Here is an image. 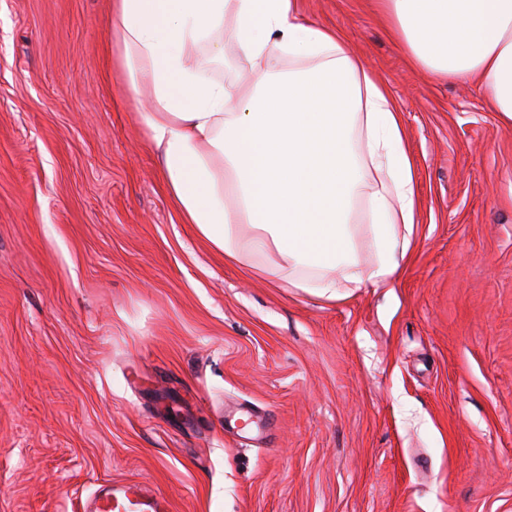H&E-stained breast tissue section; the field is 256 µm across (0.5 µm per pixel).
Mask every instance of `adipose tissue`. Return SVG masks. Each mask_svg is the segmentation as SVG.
Returning a JSON list of instances; mask_svg holds the SVG:
<instances>
[{
  "label": "adipose tissue",
  "mask_w": 512,
  "mask_h": 512,
  "mask_svg": "<svg viewBox=\"0 0 512 512\" xmlns=\"http://www.w3.org/2000/svg\"><path fill=\"white\" fill-rule=\"evenodd\" d=\"M377 3L417 66L473 80L512 121V0ZM110 35L182 223L225 259H264L328 300L393 278L413 233L414 165L387 90L338 31L303 22L297 0H113ZM228 38L249 82L214 75ZM363 196L366 264L350 223Z\"/></svg>",
  "instance_id": "obj_1"
}]
</instances>
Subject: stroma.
Wrapping results in <instances>:
<instances>
[{"instance_id": "stroma-1", "label": "stroma", "mask_w": 512, "mask_h": 512, "mask_svg": "<svg viewBox=\"0 0 512 512\" xmlns=\"http://www.w3.org/2000/svg\"><path fill=\"white\" fill-rule=\"evenodd\" d=\"M111 0H0V512L137 481L174 512H512V123L373 0H297L401 115L391 281L327 300L182 223Z\"/></svg>"}]
</instances>
